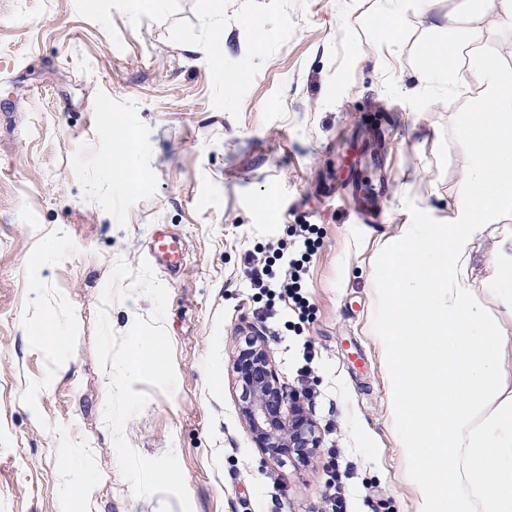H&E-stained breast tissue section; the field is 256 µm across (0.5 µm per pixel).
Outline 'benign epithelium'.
<instances>
[{"instance_id":"benign-epithelium-1","label":"benign epithelium","mask_w":512,"mask_h":512,"mask_svg":"<svg viewBox=\"0 0 512 512\" xmlns=\"http://www.w3.org/2000/svg\"><path fill=\"white\" fill-rule=\"evenodd\" d=\"M233 366L243 387L241 414L256 447L272 459L286 454L306 460L319 448L318 430L299 396L280 383L260 337H249V346L233 355Z\"/></svg>"}]
</instances>
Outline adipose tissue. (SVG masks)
Wrapping results in <instances>:
<instances>
[{"label":"adipose tissue","mask_w":512,"mask_h":512,"mask_svg":"<svg viewBox=\"0 0 512 512\" xmlns=\"http://www.w3.org/2000/svg\"><path fill=\"white\" fill-rule=\"evenodd\" d=\"M458 113L471 164L450 216L394 225L371 276L389 413L416 512H512V73L481 61ZM488 287L472 280L475 264Z\"/></svg>","instance_id":"ef3b65f1"}]
</instances>
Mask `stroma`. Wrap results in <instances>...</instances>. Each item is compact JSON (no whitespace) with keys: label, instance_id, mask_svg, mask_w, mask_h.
I'll list each match as a JSON object with an SVG mask.
<instances>
[{"label":"stroma","instance_id":"stroma-1","mask_svg":"<svg viewBox=\"0 0 512 512\" xmlns=\"http://www.w3.org/2000/svg\"><path fill=\"white\" fill-rule=\"evenodd\" d=\"M450 40L456 78L427 81L426 47ZM511 45L512 18L473 21L465 0H0V512H181L122 476L95 352L116 263L150 261L158 227L182 245L177 271L152 266L176 386L134 383L148 401L129 445L175 454L192 512H328L335 475L342 512H415L371 262L389 225L450 213L470 162L454 119L481 58L512 72ZM128 130V161L147 172L134 187L101 164ZM292 224L321 241L293 322L248 276ZM57 328L61 347L32 336ZM255 329L288 392H312L307 463L265 457L239 412L232 356ZM62 448L89 449L92 499L74 490L79 468H59Z\"/></svg>","mask_w":512,"mask_h":512}]
</instances>
